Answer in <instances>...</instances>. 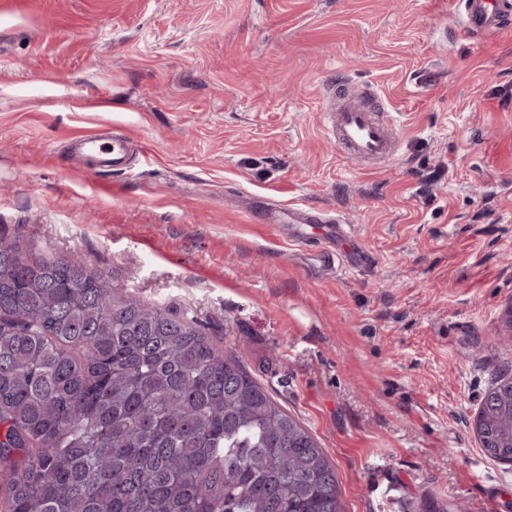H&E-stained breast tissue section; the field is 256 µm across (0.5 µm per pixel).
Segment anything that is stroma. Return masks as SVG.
I'll return each mask as SVG.
<instances>
[{"instance_id":"35a3bbf8","label":"stroma","mask_w":512,"mask_h":512,"mask_svg":"<svg viewBox=\"0 0 512 512\" xmlns=\"http://www.w3.org/2000/svg\"><path fill=\"white\" fill-rule=\"evenodd\" d=\"M456 0H0V235L78 254L188 314L323 448L345 512H512L473 421L512 372V33ZM378 96L394 156L327 137L336 90ZM144 148L100 173L67 144ZM340 216L325 264L271 209ZM287 220L288 224H331L334 221L313 209L288 208L284 209L277 218L270 220L268 224H272L271 228L276 230L279 228L278 224ZM331 225L330 240L332 248L326 249V256L332 259L333 264L335 256L338 264L342 265L347 271H360L369 262V255L358 244L356 237L345 224H340V221L336 218V225Z\"/></svg>"}]
</instances>
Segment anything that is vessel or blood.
Segmentation results:
<instances>
[{
	"label": "vessel or blood",
	"instance_id": "vessel-or-blood-1",
	"mask_svg": "<svg viewBox=\"0 0 512 512\" xmlns=\"http://www.w3.org/2000/svg\"><path fill=\"white\" fill-rule=\"evenodd\" d=\"M459 4L464 15L461 35L496 34L512 28V0H459ZM390 120V113L378 101L369 106H344L330 113L327 132L350 160L375 165L394 153ZM78 143L85 152L99 156L102 172L124 170L126 138L110 139L91 133L79 137ZM279 219L292 224L328 222L326 215L313 209L288 208L280 213ZM330 240L332 247L326 255L336 258L345 270L358 271L367 265L368 254L346 225H333Z\"/></svg>",
	"mask_w": 512,
	"mask_h": 512
}]
</instances>
